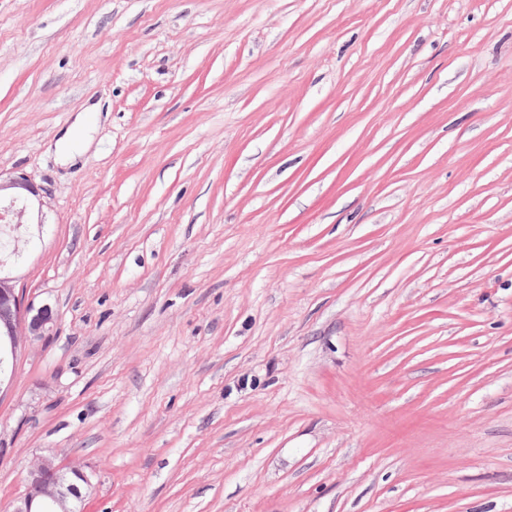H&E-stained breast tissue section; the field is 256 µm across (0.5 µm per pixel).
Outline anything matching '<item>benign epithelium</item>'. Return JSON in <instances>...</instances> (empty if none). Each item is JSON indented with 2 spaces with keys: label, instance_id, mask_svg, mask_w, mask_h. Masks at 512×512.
Listing matches in <instances>:
<instances>
[{
  "label": "benign epithelium",
  "instance_id": "1",
  "mask_svg": "<svg viewBox=\"0 0 512 512\" xmlns=\"http://www.w3.org/2000/svg\"><path fill=\"white\" fill-rule=\"evenodd\" d=\"M11 191L9 201L0 206V222L20 228L31 223L27 205L19 204L27 196L40 198V188L31 180L16 176L0 180V192ZM56 317L48 305H26L12 280L0 276V338L4 356L16 357L24 340L37 338L53 330ZM92 475L77 463L62 464L47 455L26 475L25 492L15 498L10 512H81L82 503L92 489Z\"/></svg>",
  "mask_w": 512,
  "mask_h": 512
}]
</instances>
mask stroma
<instances>
[{
	"label": "stroma",
	"mask_w": 512,
	"mask_h": 512,
	"mask_svg": "<svg viewBox=\"0 0 512 512\" xmlns=\"http://www.w3.org/2000/svg\"><path fill=\"white\" fill-rule=\"evenodd\" d=\"M0 173V512H512V0H0ZM88 125L86 115L79 114L71 127L58 140L57 148L65 161H74L82 153L87 138ZM11 189H20L26 191L28 194L20 192L5 193L9 195V201L2 205V191ZM40 188L35 185L31 180L23 176L10 177L2 181V174H0V222L1 224H14L15 228H20L23 224H41L43 223L42 211L38 210L37 222L32 223L29 217L27 205H19V201L25 200L28 196L37 198L41 204ZM0 268V338L5 347L4 356L12 359L21 349L24 339L44 336L53 330L56 317L48 305L35 308L24 305L9 277H2ZM92 486V475L80 464L43 456L28 470L25 492L11 502L9 511L81 512Z\"/></svg>",
	"instance_id": "obj_1"
}]
</instances>
